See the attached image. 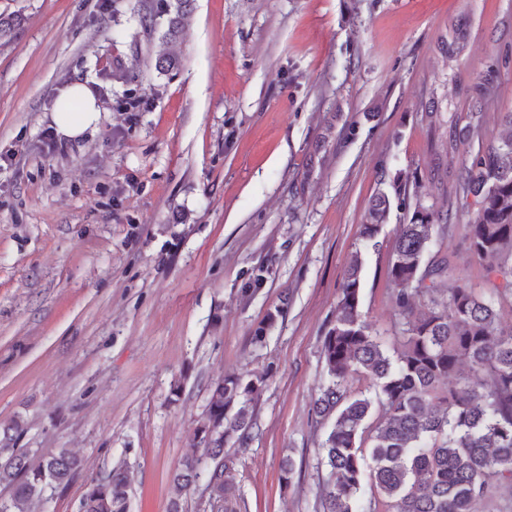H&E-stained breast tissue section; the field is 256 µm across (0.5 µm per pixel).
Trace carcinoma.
I'll return each mask as SVG.
<instances>
[{
	"label": "carcinoma",
	"mask_w": 512,
	"mask_h": 512,
	"mask_svg": "<svg viewBox=\"0 0 512 512\" xmlns=\"http://www.w3.org/2000/svg\"><path fill=\"white\" fill-rule=\"evenodd\" d=\"M192 3L163 0L165 43L187 24ZM23 22L18 14H0V43ZM490 95L469 103L477 148L448 205L436 210L415 203L392 242L388 277L400 347L391 354L362 317L363 260L358 253L350 259L336 318L322 338L326 382L315 401L317 416L332 418L320 445L328 470L322 512H375L362 505L367 489L384 499V512H475L492 481L512 488V329L498 324L499 305L512 302V112L503 113L498 134L487 136L482 117ZM391 188L375 194L360 224L361 239L374 246L392 199L410 207L407 182L396 178ZM471 205L466 239L484 269L489 288L483 293L455 273L451 257H426L433 239L453 232ZM355 373L370 380L371 392L351 390ZM265 383L262 375L239 374L210 383L205 418L193 432L203 453L185 458L173 474L180 493L194 492L208 459L214 507L238 512L224 447H249L254 401ZM24 432L19 417L0 423V484L12 487L0 512H32L48 490L67 485L83 468L68 448L30 466L17 447ZM130 489L129 467L120 462L89 479L79 512H129Z\"/></svg>",
	"instance_id": "cac0c4a2"
}]
</instances>
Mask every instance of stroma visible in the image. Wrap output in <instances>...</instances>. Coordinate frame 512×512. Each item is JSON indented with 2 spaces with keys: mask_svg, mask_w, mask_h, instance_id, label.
Wrapping results in <instances>:
<instances>
[{
  "mask_svg": "<svg viewBox=\"0 0 512 512\" xmlns=\"http://www.w3.org/2000/svg\"><path fill=\"white\" fill-rule=\"evenodd\" d=\"M157 3L0 0L25 18L0 44V421L24 420L31 463L60 448L85 461L33 512H78L89 476L120 459L130 512H168L208 384L262 373L254 438L224 450L240 512H320L328 424L313 400L355 251L362 316L397 346L387 269L408 213L392 208L375 248L359 226L399 174L424 206H445L488 78L483 121L499 132L512 0H194L168 74L155 69L163 26L140 21ZM457 24L451 59L442 43ZM73 82L94 90L100 120L51 153L42 133ZM431 249L484 288L463 230ZM209 497L202 483L179 498L212 512Z\"/></svg>",
  "mask_w": 512,
  "mask_h": 512,
  "instance_id": "1",
  "label": "stroma"
}]
</instances>
